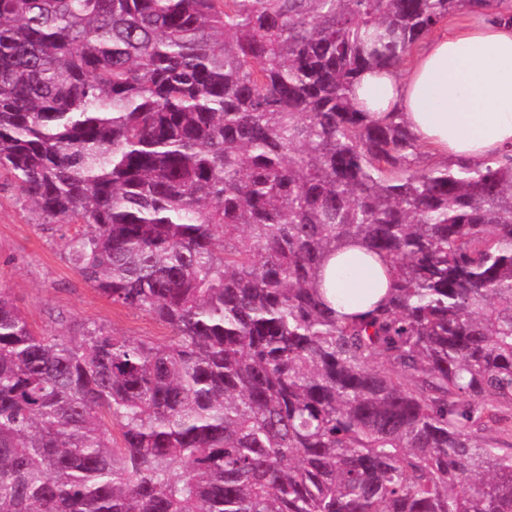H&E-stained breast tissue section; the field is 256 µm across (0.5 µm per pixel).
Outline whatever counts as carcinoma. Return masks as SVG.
I'll return each instance as SVG.
<instances>
[{
	"mask_svg": "<svg viewBox=\"0 0 512 512\" xmlns=\"http://www.w3.org/2000/svg\"><path fill=\"white\" fill-rule=\"evenodd\" d=\"M512 0H0V173L170 333L0 288V512H512V155L419 169L367 70ZM384 304L325 306L345 245Z\"/></svg>",
	"mask_w": 512,
	"mask_h": 512,
	"instance_id": "1",
	"label": "carcinoma"
}]
</instances>
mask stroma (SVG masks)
<instances>
[{"label": "stroma", "instance_id": "stroma-1", "mask_svg": "<svg viewBox=\"0 0 512 512\" xmlns=\"http://www.w3.org/2000/svg\"><path fill=\"white\" fill-rule=\"evenodd\" d=\"M0 286L9 288L35 330L57 334L67 324L97 323L130 339L161 340L167 329L139 311L112 305L69 263L62 229L39 215L0 179Z\"/></svg>", "mask_w": 512, "mask_h": 512}]
</instances>
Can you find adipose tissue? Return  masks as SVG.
Here are the masks:
<instances>
[{"instance_id":"ef3b65f1","label":"adipose tissue","mask_w":512,"mask_h":512,"mask_svg":"<svg viewBox=\"0 0 512 512\" xmlns=\"http://www.w3.org/2000/svg\"><path fill=\"white\" fill-rule=\"evenodd\" d=\"M355 100L370 111L401 114L420 144L472 167L512 150V27L480 17L421 51L406 77L369 70ZM387 260L347 246L322 270L326 299L362 313L388 289Z\"/></svg>"}]
</instances>
